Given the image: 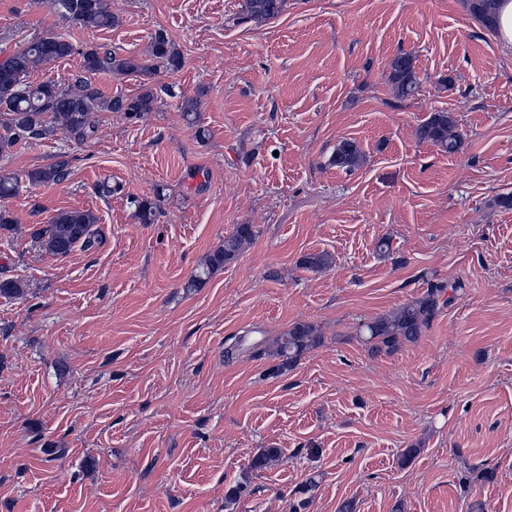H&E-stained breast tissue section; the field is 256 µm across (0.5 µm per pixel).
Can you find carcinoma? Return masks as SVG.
<instances>
[{
  "label": "carcinoma",
  "instance_id": "1",
  "mask_svg": "<svg viewBox=\"0 0 512 512\" xmlns=\"http://www.w3.org/2000/svg\"><path fill=\"white\" fill-rule=\"evenodd\" d=\"M67 22L83 27L110 28L115 17L105 8L104 0H49ZM285 0H245L248 17L269 20L284 9ZM469 11L489 28H494L495 0H467ZM74 46L57 35H48L15 51L0 63V156L7 155L21 141H37L49 136L56 129H63L78 140L92 137L94 130L88 122L92 112H122L129 119L137 120L154 110L157 95L150 87L134 96H105L92 87L85 74L107 71L120 75L150 77L158 71H176L181 58L173 48L167 34L159 30L152 37L148 57H122L101 47H89L81 52L82 73L67 84L52 81L35 84L29 74L39 63L56 61L71 56ZM396 96L407 98L417 92L419 78L414 58L400 54L390 63L388 76ZM418 141L427 142L452 154L462 144L461 135L455 131V120L448 112H434L415 130ZM363 152L354 140L343 139L336 144L332 163L341 169L353 170L361 165ZM71 173L69 160L61 155L47 165L26 173L33 186L59 184ZM19 179L15 174L0 169V200L13 196ZM136 217L142 224H153L160 213V200L134 201ZM33 238L50 254L65 257L76 248L90 250L101 240L97 217L89 210L63 209L50 221L32 233ZM254 238L251 224H237L224 237V242L209 253L204 263L190 276L188 288H200L219 269L235 261ZM301 268L316 272L329 266V257L323 253L307 254L299 260ZM462 289L459 283L443 281L428 283L426 291L417 299L396 311L381 316L365 325L367 341L375 353H392L406 343L416 342L428 328L437 313L455 299ZM321 341L318 329L311 323L292 325L265 349L268 356L277 360L271 372L278 374L296 365L303 354ZM280 450L262 448L250 461V469L262 471L278 459Z\"/></svg>",
  "mask_w": 512,
  "mask_h": 512
}]
</instances>
